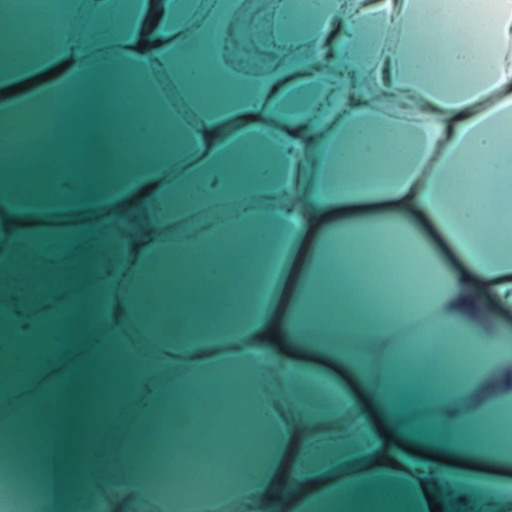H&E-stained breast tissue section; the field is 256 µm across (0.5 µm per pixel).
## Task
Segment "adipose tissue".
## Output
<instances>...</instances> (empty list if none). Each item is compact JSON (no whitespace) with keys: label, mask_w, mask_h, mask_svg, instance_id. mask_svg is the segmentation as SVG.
<instances>
[{"label":"adipose tissue","mask_w":512,"mask_h":512,"mask_svg":"<svg viewBox=\"0 0 512 512\" xmlns=\"http://www.w3.org/2000/svg\"><path fill=\"white\" fill-rule=\"evenodd\" d=\"M29 6L0 478L38 471L45 512H512V0ZM171 431L232 485L146 483ZM39 128L36 124H30L24 135L16 140L10 141L9 146L2 152L13 154L20 163H27L38 152L39 148L35 145Z\"/></svg>","instance_id":"ef3b65f1"}]
</instances>
